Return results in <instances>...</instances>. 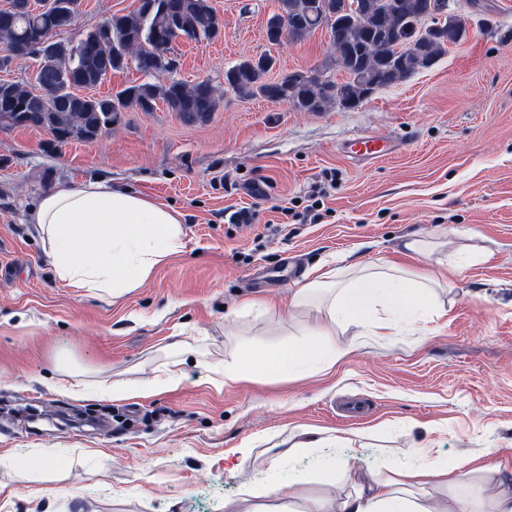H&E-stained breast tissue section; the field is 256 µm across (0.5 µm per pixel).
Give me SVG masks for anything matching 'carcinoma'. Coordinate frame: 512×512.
<instances>
[{
	"mask_svg": "<svg viewBox=\"0 0 512 512\" xmlns=\"http://www.w3.org/2000/svg\"><path fill=\"white\" fill-rule=\"evenodd\" d=\"M350 2L356 4L355 27L346 22L338 28L327 26L325 15L335 11L336 0H278V12L268 23L270 38L296 18L306 27L293 32L295 39L328 27L332 62L349 74L337 91H326L299 72L267 79L273 66L270 57L240 60L224 72V85L241 99L259 96L287 102L300 112H323L339 97L359 106L377 90L401 83L447 52L448 40L416 32L437 0ZM74 6L79 0H55L53 9L40 14L24 10L0 15L1 52L35 33L47 35L52 46L37 59V80L0 85V119L9 116L18 127L41 128L62 145L97 139L131 107L151 112L160 101L187 122H205L215 112L218 96L208 79L193 84L174 78L148 80L113 95L78 99L71 92L93 89L105 81L107 72L131 65L150 78L173 73V43L219 37L222 22L210 0H139L134 11L111 15L75 42L58 38V28Z\"/></svg>",
	"mask_w": 512,
	"mask_h": 512,
	"instance_id": "obj_1",
	"label": "carcinoma"
}]
</instances>
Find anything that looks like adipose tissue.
Masks as SVG:
<instances>
[{"label":"adipose tissue","mask_w":512,"mask_h":512,"mask_svg":"<svg viewBox=\"0 0 512 512\" xmlns=\"http://www.w3.org/2000/svg\"><path fill=\"white\" fill-rule=\"evenodd\" d=\"M32 222L60 280L115 297L140 287L183 248L178 213L101 180L46 194ZM436 286L434 278L415 279L395 266L371 274L361 268L343 277L324 274L295 288L291 299L293 306L305 307L321 297L326 319L315 330V344L245 349L236 367L211 366L212 379L258 381L307 369L328 372L345 355L334 339L337 324L360 328L371 322L376 335H388L391 323L372 319L376 307L409 320L411 312L427 305ZM472 476L466 460L452 467L438 458L417 468L386 465L376 473H349L354 492L340 499L334 492L336 474L327 468L322 477L329 493L316 499L309 512H512V468H486L484 488L457 496L458 487ZM427 485L441 490V497H417V489Z\"/></svg>","instance_id":"obj_1"}]
</instances>
